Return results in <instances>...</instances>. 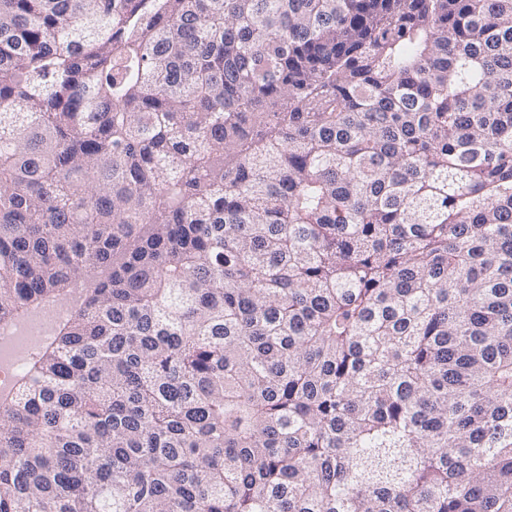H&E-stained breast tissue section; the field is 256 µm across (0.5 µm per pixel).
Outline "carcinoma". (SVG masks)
<instances>
[{
  "instance_id": "carcinoma-1",
  "label": "carcinoma",
  "mask_w": 512,
  "mask_h": 512,
  "mask_svg": "<svg viewBox=\"0 0 512 512\" xmlns=\"http://www.w3.org/2000/svg\"><path fill=\"white\" fill-rule=\"evenodd\" d=\"M0 512H512V0H0ZM70 310L57 309L37 314L28 320L10 325L7 333L0 336V390L9 389L24 371L26 360L23 354L43 336H48L55 320L61 319Z\"/></svg>"
}]
</instances>
